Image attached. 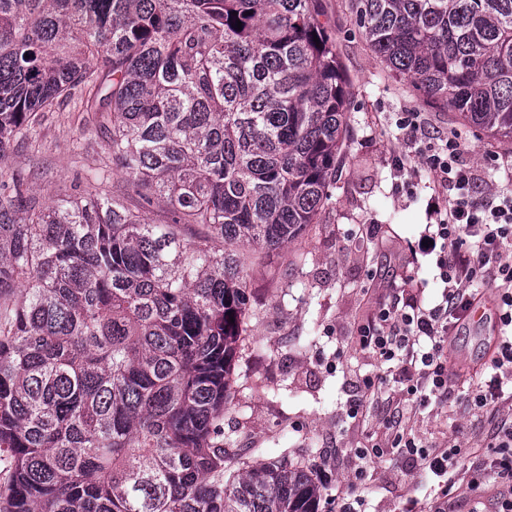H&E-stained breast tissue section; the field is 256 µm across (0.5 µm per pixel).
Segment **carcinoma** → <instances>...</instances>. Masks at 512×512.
Masks as SVG:
<instances>
[{
    "instance_id": "1",
    "label": "carcinoma",
    "mask_w": 512,
    "mask_h": 512,
    "mask_svg": "<svg viewBox=\"0 0 512 512\" xmlns=\"http://www.w3.org/2000/svg\"><path fill=\"white\" fill-rule=\"evenodd\" d=\"M349 2L392 76L512 143V0ZM324 16L0 0V163L79 89L107 137L96 176L122 179L110 202L44 205L0 181V512H319L305 466L217 438L250 271L315 223L349 133Z\"/></svg>"
}]
</instances>
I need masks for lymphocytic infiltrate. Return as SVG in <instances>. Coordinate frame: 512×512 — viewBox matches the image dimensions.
<instances>
[{
	"mask_svg": "<svg viewBox=\"0 0 512 512\" xmlns=\"http://www.w3.org/2000/svg\"><path fill=\"white\" fill-rule=\"evenodd\" d=\"M413 148L433 188L449 194L446 207L432 210L429 245L422 250L434 259L441 299L434 305H380L373 318L359 326V345L392 369L391 378L409 400L426 405L447 397L456 377L448 366L449 341L465 329L480 288H489L498 336L488 370L469 385L465 402L474 415H497L512 400V190L475 197L474 175L460 162L454 138L437 145L420 135ZM389 442L440 477L443 495H450L465 475L474 487L489 477L502 480L510 490L499 495L496 512H512L511 416L498 418L490 434L493 455L473 467L464 464L457 446L424 448L405 424L396 425Z\"/></svg>",
	"mask_w": 512,
	"mask_h": 512,
	"instance_id": "obj_1",
	"label": "lymphocytic infiltrate"
}]
</instances>
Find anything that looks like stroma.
Masks as SVG:
<instances>
[{
	"mask_svg": "<svg viewBox=\"0 0 512 512\" xmlns=\"http://www.w3.org/2000/svg\"><path fill=\"white\" fill-rule=\"evenodd\" d=\"M354 109L336 184L306 234L254 271L252 315L244 350L233 363L231 398L224 409L227 448H268L311 468L321 488L319 512H403L419 501L434 512L438 479L388 447L383 421L410 413L423 445L487 443L491 422L475 424L455 385L446 403L413 406L397 389L385 390L351 417L348 405L362 381L381 368L353 344L360 324L382 301L436 295L431 257H421L420 283L403 279L430 222L424 164L412 151L413 132L400 126L407 112L421 113L428 135L454 137L460 161L476 176V194L512 186V144L463 126L456 113L425 105L409 80L392 78L359 33L348 0H324ZM107 155L104 134L89 123L72 97L37 122L27 142L15 146L0 179H20L42 201L112 193L117 175L95 179ZM407 172L397 176L394 157ZM491 321L471 324L448 354L451 367L481 363ZM382 445L361 460L356 449Z\"/></svg>",
	"mask_w": 512,
	"mask_h": 512,
	"instance_id": "stroma-1",
	"label": "stroma"
}]
</instances>
